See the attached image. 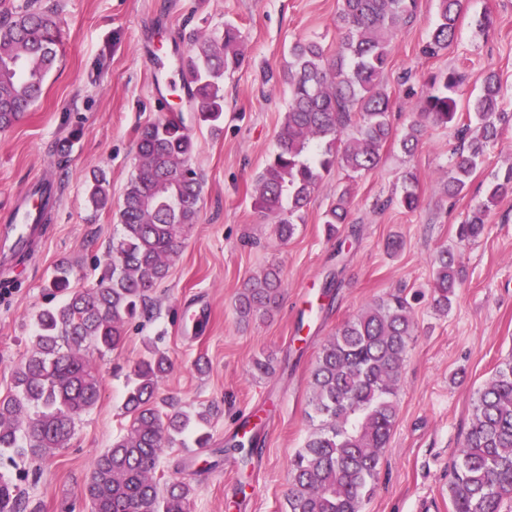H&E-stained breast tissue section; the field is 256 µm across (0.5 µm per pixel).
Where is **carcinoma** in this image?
Returning <instances> with one entry per match:
<instances>
[{"instance_id": "cac0c4a2", "label": "carcinoma", "mask_w": 512, "mask_h": 512, "mask_svg": "<svg viewBox=\"0 0 512 512\" xmlns=\"http://www.w3.org/2000/svg\"><path fill=\"white\" fill-rule=\"evenodd\" d=\"M26 0L0 10V130L10 128L41 96L57 58L56 10ZM439 19L423 55L433 57L454 41L456 21L467 0H438ZM417 0H342L337 27L344 32L332 57L315 41L291 46L288 112L276 150L256 180V207L276 219L282 242L294 233V217L310 201L324 175L337 165L368 172L380 161V148L393 135L390 97L381 78L389 64L393 32L416 15ZM243 36L224 25L219 34L191 40L177 58L184 86L197 105L196 118L215 124L224 115V75L241 66ZM467 110L478 119L476 133L459 111L460 81L448 72L431 80L420 106V120L401 139L405 153L417 149L422 123L456 130L459 146L448 173L447 195L464 194L489 144L507 124L501 84L484 74ZM354 132L347 133L348 128ZM194 141L181 112L143 126L137 138V165L118 212L121 232L108 247L95 286L73 288L65 265L53 271L49 290L64 300L36 315L34 352L16 367L14 390L0 398V461L43 459L67 446L75 418L96 406L100 381L89 360L121 348L126 327L152 315L151 292L168 276L182 239L198 223L201 181L191 165ZM400 207L419 204L417 178H404ZM104 173L93 174L88 201L112 208ZM512 194V167L494 176L484 201L457 227L461 241L474 242L485 230L491 207ZM350 190L342 189L326 212L328 236L348 223ZM460 272L447 249L434 259L433 306L448 311ZM280 271L267 269L238 292L235 311L246 322L277 305ZM414 331L408 302L399 295L343 321L323 344L311 372L309 406L317 425L290 462L288 512H362L374 487L382 450L397 417L400 369ZM172 363L158 350L132 370L123 404L126 420L112 446L95 457L85 497L89 512H192L193 488L177 480L160 482L156 473L170 448H185L193 431L197 448L209 447L206 428L218 414L208 405L195 413L160 393ZM258 437L233 439L224 452L246 460L258 454ZM452 512H512V358L498 364L477 391L472 418L448 485ZM17 484L0 479V512H27Z\"/></svg>"}]
</instances>
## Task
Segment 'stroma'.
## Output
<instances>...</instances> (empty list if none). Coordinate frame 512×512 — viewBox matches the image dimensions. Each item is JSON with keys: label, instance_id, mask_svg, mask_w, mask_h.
<instances>
[{"label": "stroma", "instance_id": "obj_1", "mask_svg": "<svg viewBox=\"0 0 512 512\" xmlns=\"http://www.w3.org/2000/svg\"><path fill=\"white\" fill-rule=\"evenodd\" d=\"M57 6L67 49L59 53L38 102L0 131V212L9 210L34 179L52 182L59 198L33 256L14 268L20 282L0 297V396L13 389L15 368L31 355L35 315L56 264H72L74 286L96 283V267L120 225L117 208L136 164L139 127L160 119L157 100L181 107L196 143L192 165L201 177L197 224L166 281L153 294V316L135 320L116 352L95 357L101 396L75 421L66 448L43 460L20 461L33 472L21 485L38 512H88L85 487L94 458L111 447L123 423L127 377L149 344L167 351L173 368L160 392L188 408L213 404L212 450L169 449L159 472L194 488L193 512H286L288 462L312 430L309 380L317 355L337 326L391 293L413 295L415 329L401 368L399 412L364 512H451L448 484L472 418V400L496 365L512 354V197L485 217V232L459 241L456 228L485 198L494 175L512 167V124L486 151L464 196L444 192L458 144L455 131L428 126L413 154L400 141L417 119L431 76L456 73L466 94L480 91L488 71L501 82L512 113V0H468L454 42L437 57L420 48L438 15V0H417L416 18L390 42L383 85L390 96L392 137L378 166L356 174L325 175L278 242L272 218L255 207L256 177L276 148L288 103L289 48L321 43L334 55L341 0H43ZM491 13L495 28L477 21ZM235 23L244 62L224 77V120L218 131L198 124L181 104L183 80L175 61L200 33ZM109 181L112 209L93 210L85 199L92 170ZM418 180L415 211L397 200L406 172ZM350 186L344 242L328 238L324 215L341 186ZM400 238L397 252L387 251ZM460 258L461 276L448 314L430 301L433 259L441 249ZM284 282L277 308L240 325L235 298L269 266ZM335 276L334 298L322 294ZM206 372H198L197 358ZM271 358L264 375L256 359ZM260 418L263 450L251 465L221 454L239 425Z\"/></svg>", "mask_w": 512, "mask_h": 512}]
</instances>
